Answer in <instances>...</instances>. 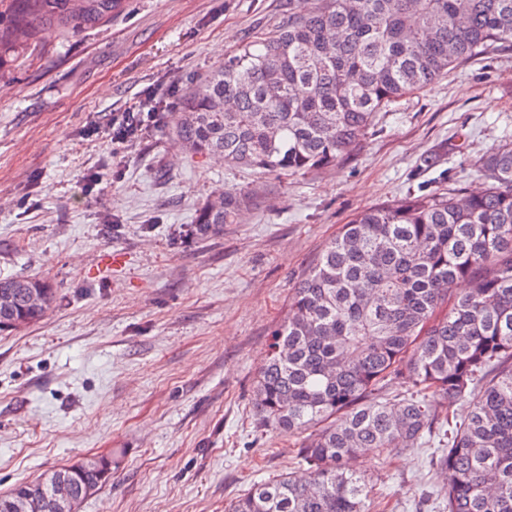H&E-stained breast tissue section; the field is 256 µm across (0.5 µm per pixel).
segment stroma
<instances>
[{
  "mask_svg": "<svg viewBox=\"0 0 512 512\" xmlns=\"http://www.w3.org/2000/svg\"><path fill=\"white\" fill-rule=\"evenodd\" d=\"M304 0H130L104 26L43 32L0 82V278L47 282L44 317L0 331V493L116 454L78 512H224L298 471V440L261 425L254 386L288 296L364 209L481 189L475 162L512 137V44L458 64L376 120L336 166L292 175L191 157L172 132L190 78L286 24ZM155 119L109 135L142 104ZM267 184L245 223L195 232L227 188ZM436 444L356 465L388 512H442Z\"/></svg>",
  "mask_w": 512,
  "mask_h": 512,
  "instance_id": "obj_1",
  "label": "stroma"
}]
</instances>
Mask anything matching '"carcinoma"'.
<instances>
[{"label": "carcinoma", "instance_id": "cac0c4a2", "mask_svg": "<svg viewBox=\"0 0 512 512\" xmlns=\"http://www.w3.org/2000/svg\"><path fill=\"white\" fill-rule=\"evenodd\" d=\"M127 0H0V79L52 27L102 26ZM512 43V0H315L274 33L189 81L175 136L191 155L262 173L325 169L376 114L455 65ZM484 189L410 193L368 208L325 247L288 297L255 384L259 420L299 435L306 475L252 483L227 512H371L367 448H418L444 512H512V142L477 161ZM264 189H226L196 232L239 224ZM399 379L405 392L389 395ZM449 401L469 405L452 423ZM78 484L112 477L65 467Z\"/></svg>", "mask_w": 512, "mask_h": 512}]
</instances>
